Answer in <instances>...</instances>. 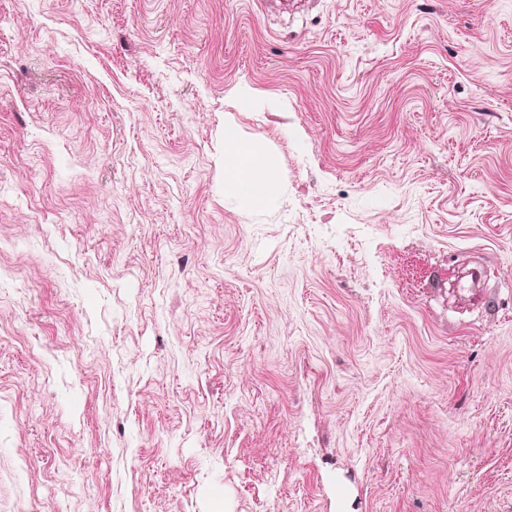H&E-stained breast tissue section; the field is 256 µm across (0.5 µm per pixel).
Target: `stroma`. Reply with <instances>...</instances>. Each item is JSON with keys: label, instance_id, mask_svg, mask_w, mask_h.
Segmentation results:
<instances>
[{"label": "stroma", "instance_id": "1", "mask_svg": "<svg viewBox=\"0 0 512 512\" xmlns=\"http://www.w3.org/2000/svg\"><path fill=\"white\" fill-rule=\"evenodd\" d=\"M139 496L512 512L503 0H0V512ZM224 187L254 208L270 205L278 190L271 159L229 120L224 122Z\"/></svg>", "mask_w": 512, "mask_h": 512}]
</instances>
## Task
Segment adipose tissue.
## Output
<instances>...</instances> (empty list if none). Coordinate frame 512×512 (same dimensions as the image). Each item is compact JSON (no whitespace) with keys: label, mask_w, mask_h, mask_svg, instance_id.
Here are the masks:
<instances>
[{"label":"adipose tissue","mask_w":512,"mask_h":512,"mask_svg":"<svg viewBox=\"0 0 512 512\" xmlns=\"http://www.w3.org/2000/svg\"><path fill=\"white\" fill-rule=\"evenodd\" d=\"M224 185L255 208L270 205L278 190L271 159L263 155L256 140L229 120L224 123Z\"/></svg>","instance_id":"adipose-tissue-1"}]
</instances>
